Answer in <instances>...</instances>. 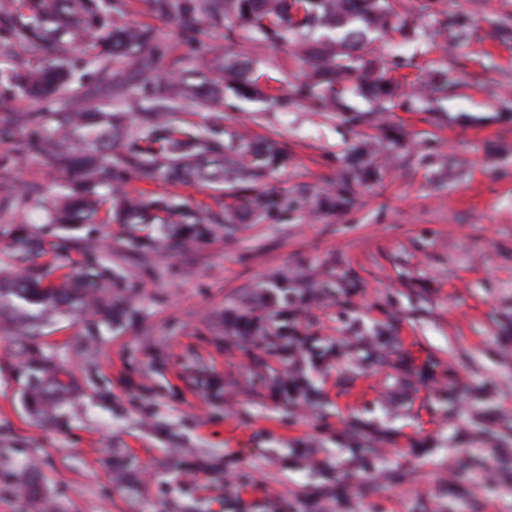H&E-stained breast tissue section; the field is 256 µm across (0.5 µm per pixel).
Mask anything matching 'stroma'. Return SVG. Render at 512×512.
<instances>
[{
  "label": "stroma",
  "mask_w": 512,
  "mask_h": 512,
  "mask_svg": "<svg viewBox=\"0 0 512 512\" xmlns=\"http://www.w3.org/2000/svg\"><path fill=\"white\" fill-rule=\"evenodd\" d=\"M415 38L373 34L370 59L400 94L378 104L359 79L344 112L293 100L312 67L296 41L266 43L234 21L199 25L204 48L248 63L262 100L224 92L214 139L238 161L274 144L282 163L221 186L145 182L129 167L99 189L98 221L66 232L47 209L0 207V257L40 236L39 264L84 270L89 238L112 316L0 309V512H512V0H394ZM164 51L155 79L203 67L202 51L150 0H116ZM25 0H0V198L64 172L7 125L37 112L7 74L72 69L77 94L140 123L125 82L78 51L11 50ZM368 145L369 164L351 155ZM165 197L207 224H122L111 184ZM271 199L266 209L256 196ZM288 296L254 340L234 333L259 288ZM311 293L312 303L299 297ZM298 326L308 361L298 409L274 397L288 369L277 328ZM51 360L64 391L30 402L22 367Z\"/></svg>",
  "instance_id": "obj_1"
}]
</instances>
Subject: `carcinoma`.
Wrapping results in <instances>:
<instances>
[{"label":"carcinoma","mask_w":512,"mask_h":512,"mask_svg":"<svg viewBox=\"0 0 512 512\" xmlns=\"http://www.w3.org/2000/svg\"><path fill=\"white\" fill-rule=\"evenodd\" d=\"M151 6L155 13L179 21L184 33L191 37L201 21L221 24L229 17L239 27L271 42L294 34L343 31L342 48H336L335 41L329 39L325 46L306 51L313 75L296 94L319 112L340 110L337 86L361 68L368 32L392 27L393 18L388 0H151ZM26 7L27 22L20 24L16 32L27 55L40 52L48 42L77 44L92 37L96 53L87 60L89 64L128 60L135 67V75L146 77L163 59L162 53L151 49L154 35L150 30L121 23L98 0H27ZM215 71L225 73L238 84V89L254 97L267 95L265 88L246 78L239 62L218 55L209 71L180 74L157 89L146 79L142 92L150 101L149 126L138 133L130 131L121 112L106 113L97 108L53 112L55 126L50 137L37 138L32 148L50 162L62 165L72 188L63 194V204L50 210V223L71 227L92 223L97 213L100 177L115 166L132 164L145 182L211 184L234 175V163L203 131L164 122L179 103L202 98L217 106L214 123H219L224 90L213 76ZM11 81L21 93L46 101L67 86L69 77L56 68L44 67L17 73ZM397 90L398 85L393 82L375 80V98L379 101L391 100ZM123 138L129 140L128 151L116 158L112 144ZM155 143L159 147H153ZM281 160V154L269 144L255 155L254 166L261 168ZM157 211L168 213L172 224L173 217L180 215L164 198L145 203L126 195L116 197L115 218L122 224H152ZM13 248L23 258L41 251L43 243L29 234L18 233ZM45 277L38 266L27 267L20 276L0 267V304L17 301L41 312L49 308L70 311L90 300L103 315L112 314V299L98 295L104 274L94 262L87 263L77 280H65L58 287L44 284ZM27 370L31 391L59 387V382L46 377V358L29 360Z\"/></svg>","instance_id":"carcinoma-1"}]
</instances>
